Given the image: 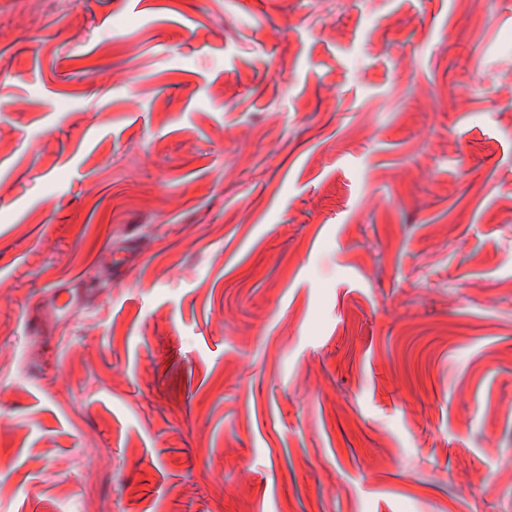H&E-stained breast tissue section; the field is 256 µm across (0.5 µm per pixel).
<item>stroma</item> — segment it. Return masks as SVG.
I'll use <instances>...</instances> for the list:
<instances>
[{"instance_id":"35a3bbf8","label":"stroma","mask_w":512,"mask_h":512,"mask_svg":"<svg viewBox=\"0 0 512 512\" xmlns=\"http://www.w3.org/2000/svg\"><path fill=\"white\" fill-rule=\"evenodd\" d=\"M507 87L512 0H0V512H512ZM47 306L55 313L70 315L75 311V298L69 291L49 289L46 293Z\"/></svg>"}]
</instances>
